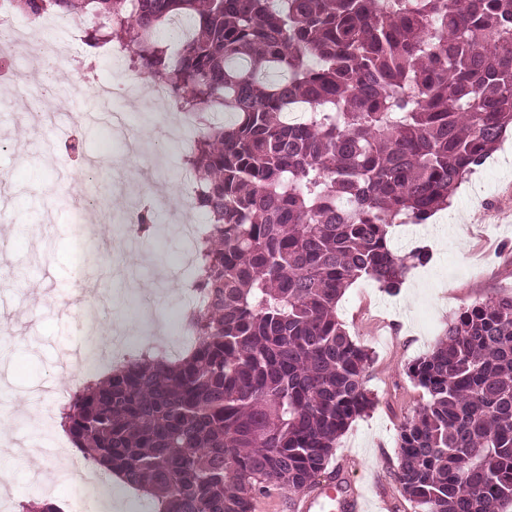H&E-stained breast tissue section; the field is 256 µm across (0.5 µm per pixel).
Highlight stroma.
I'll return each instance as SVG.
<instances>
[{
    "label": "stroma",
    "mask_w": 512,
    "mask_h": 512,
    "mask_svg": "<svg viewBox=\"0 0 512 512\" xmlns=\"http://www.w3.org/2000/svg\"><path fill=\"white\" fill-rule=\"evenodd\" d=\"M60 98L34 99L0 110V176L11 191L0 201V328L12 336L0 346V448L17 449L32 466L16 468L0 486L7 512L53 500L67 504L80 488L78 459L59 455L60 406L47 388L77 391L82 373L59 361L80 345L78 314L71 310L79 225L76 204L92 199L108 223L93 227L83 259V289L97 296V341L116 334L158 356L185 354L192 341L183 322L196 276L191 246L174 220L184 207L187 147L169 133L165 118L140 100L126 109L145 149L141 165L129 162L122 145H104L102 126L81 121L74 128L34 126V109L71 110ZM78 139L93 167L66 155ZM149 191L167 199L156 208L151 235L127 246L121 210ZM453 207L424 224H397L390 248L405 254L417 247L431 259L411 268L413 283L390 294L360 279L345 292L337 314L353 341L372 353L366 387L372 408L340 437L321 484L357 494L367 512H424L405 499L391 477L398 465L400 425L426 402L407 366L437 343L458 312L488 298L512 296V137L452 197Z\"/></svg>",
    "instance_id": "stroma-1"
}]
</instances>
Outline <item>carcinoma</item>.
Returning <instances> with one entry per match:
<instances>
[{
  "mask_svg": "<svg viewBox=\"0 0 512 512\" xmlns=\"http://www.w3.org/2000/svg\"><path fill=\"white\" fill-rule=\"evenodd\" d=\"M90 17L177 112L207 221L175 361L141 358L60 412L82 456L157 512H253L305 492L372 406L369 350L337 306L359 279L395 291L428 263L387 228L448 208L512 126V0H11ZM305 113L299 125L284 114ZM136 224H155L149 205ZM426 403L393 473L425 512L512 502V297L467 306L408 366Z\"/></svg>",
  "mask_w": 512,
  "mask_h": 512,
  "instance_id": "carcinoma-1",
  "label": "carcinoma"
}]
</instances>
